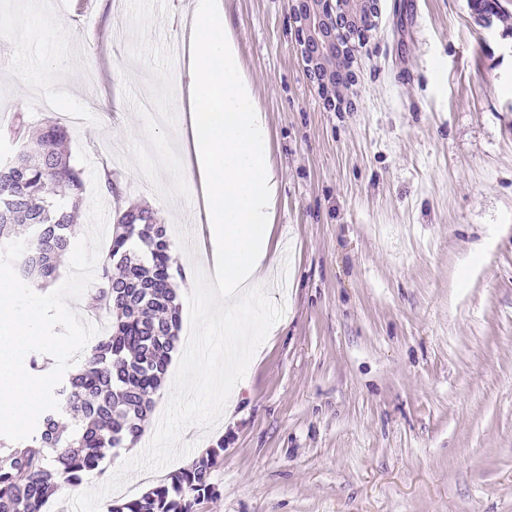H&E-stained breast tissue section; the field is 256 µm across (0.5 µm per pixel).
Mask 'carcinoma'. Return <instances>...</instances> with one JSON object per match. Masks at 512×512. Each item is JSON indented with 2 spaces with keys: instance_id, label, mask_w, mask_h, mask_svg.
Wrapping results in <instances>:
<instances>
[{
  "instance_id": "cac0c4a2",
  "label": "carcinoma",
  "mask_w": 512,
  "mask_h": 512,
  "mask_svg": "<svg viewBox=\"0 0 512 512\" xmlns=\"http://www.w3.org/2000/svg\"><path fill=\"white\" fill-rule=\"evenodd\" d=\"M485 23L512 20L501 0H469ZM372 11L336 38L360 43L375 28ZM66 128L49 121L31 144L0 157V243L27 240L17 258L20 274L42 285L58 275L84 205L79 173L61 151ZM101 285L89 307L116 315L110 335L86 353L83 367L56 388L59 412L39 420L32 441L56 453L51 460L20 442L0 437V512H43L62 484H77L96 470L107 448L136 444L178 339L179 303L172 247L165 225L144 208L116 206ZM224 452L220 440L139 498L115 502L109 512H197L218 496L212 472Z\"/></svg>"
}]
</instances>
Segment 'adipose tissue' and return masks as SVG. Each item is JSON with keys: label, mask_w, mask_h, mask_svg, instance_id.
<instances>
[{"label": "adipose tissue", "mask_w": 512, "mask_h": 512, "mask_svg": "<svg viewBox=\"0 0 512 512\" xmlns=\"http://www.w3.org/2000/svg\"><path fill=\"white\" fill-rule=\"evenodd\" d=\"M180 71L187 94L177 106L188 121L178 141L180 160L199 173L198 206L212 243L221 249L215 296L233 300L264 294L278 183L267 154L265 117L242 73L225 10L195 0L182 34Z\"/></svg>", "instance_id": "ef3b65f1"}]
</instances>
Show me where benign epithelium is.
I'll list each match as a JSON object with an SVG mask.
<instances>
[{
	"label": "benign epithelium",
	"mask_w": 512,
	"mask_h": 512,
	"mask_svg": "<svg viewBox=\"0 0 512 512\" xmlns=\"http://www.w3.org/2000/svg\"><path fill=\"white\" fill-rule=\"evenodd\" d=\"M374 0H338L336 15L346 20L357 19L371 11ZM292 13L299 23V45L311 73L320 82L326 99L333 103L344 98L346 87L336 84V39L333 25L336 20L327 16L322 0H297Z\"/></svg>",
	"instance_id": "benign-epithelium-1"
}]
</instances>
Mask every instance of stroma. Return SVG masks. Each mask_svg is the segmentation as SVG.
<instances>
[{"label": "stroma", "mask_w": 512, "mask_h": 512, "mask_svg": "<svg viewBox=\"0 0 512 512\" xmlns=\"http://www.w3.org/2000/svg\"><path fill=\"white\" fill-rule=\"evenodd\" d=\"M225 2L279 179L284 314L190 454L102 512L219 441L198 512H512V32L468 0H378L338 109L291 0ZM189 19L188 0H0V153L16 118L55 119L83 180L111 171L172 229L183 344L207 227L157 78Z\"/></svg>", "instance_id": "obj_1"}]
</instances>
